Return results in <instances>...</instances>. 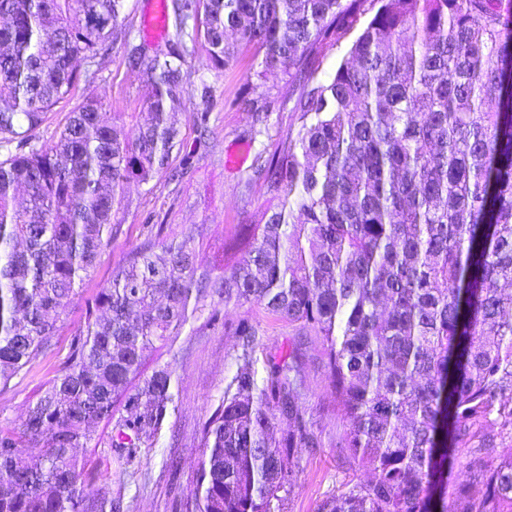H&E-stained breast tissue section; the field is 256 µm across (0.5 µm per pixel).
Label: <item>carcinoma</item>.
<instances>
[{"label": "carcinoma", "instance_id": "1", "mask_svg": "<svg viewBox=\"0 0 512 512\" xmlns=\"http://www.w3.org/2000/svg\"><path fill=\"white\" fill-rule=\"evenodd\" d=\"M380 6L330 79L312 57ZM125 0H0V387L54 349L56 320L117 237L126 187L167 168L180 144L187 41L204 36L226 68L237 47L266 78H298L296 137L257 155L274 203L251 225L249 259L216 275L194 233L149 239L87 302L71 363L18 423L0 425V512H120L73 453L112 426L120 466L171 410L174 370L143 375L215 301L262 307L314 331L346 422L339 453L372 471L317 512H448L450 461L478 436L473 497L453 512H512V0H160L166 52L127 59L150 88V119L89 100L50 148L32 144L47 112L114 35ZM242 352L204 423L194 494L179 512H282L299 448L321 440L300 402L296 346L258 377L255 329L229 326ZM38 447L32 466L25 449Z\"/></svg>", "mask_w": 512, "mask_h": 512}]
</instances>
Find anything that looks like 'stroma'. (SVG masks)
<instances>
[{"instance_id": "1", "label": "stroma", "mask_w": 512, "mask_h": 512, "mask_svg": "<svg viewBox=\"0 0 512 512\" xmlns=\"http://www.w3.org/2000/svg\"><path fill=\"white\" fill-rule=\"evenodd\" d=\"M150 2L126 0L116 24L117 39L95 65L80 62V70L90 73L88 80L80 81L65 100L47 112L35 132L36 144L56 142L70 112L91 98L107 111L121 113L125 126L147 119L150 91L129 67L127 47L140 45L150 53L163 49L164 39L149 38L145 32ZM258 69L257 59L249 53L241 54L232 67L214 68L204 40L189 45L184 64L189 93L177 107L180 137L184 142L198 143L194 115L206 111L210 114L206 141L198 143L195 162L186 170L181 167V152L173 151L169 168L177 172V179L165 175L147 184L129 185L131 204L117 217L121 232L105 249L94 273L76 285L67 311L57 323L54 352L38 358L29 373L0 390V424L18 421L60 374L68 359L70 339L84 324L88 299L145 240L151 225H161V235L167 239L181 238L185 230L201 227L194 241L198 263L218 272L224 269L225 244L253 223L270 198L266 181L253 174L255 157L273 153L296 136L301 125L289 102L296 80L285 73L261 79ZM246 94L270 101L269 111L259 118L236 106V99ZM222 312L227 322L245 319L256 327V356L262 362L287 353L300 331L299 326L248 303L224 306ZM236 350L235 336L206 325L204 319H191L174 346L153 352L145 366L150 372L156 365L172 363L177 409L167 417L152 444L142 448L130 473L119 472L104 443L111 434L110 426L101 423L96 428L101 445L78 449L96 485L120 491L121 512H175L180 500L194 491L200 430L236 373ZM302 353L307 379L300 401L322 445L300 449L294 460L298 485L285 501L283 512H316L326 497L345 485L367 482L371 476L367 468L340 456L336 448L346 424L327 393L325 360L315 335H308Z\"/></svg>"}]
</instances>
